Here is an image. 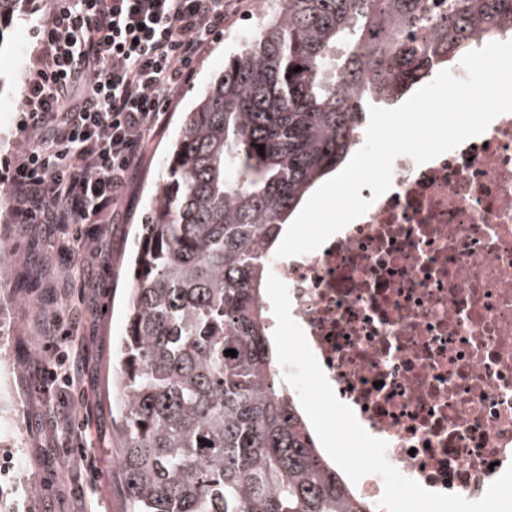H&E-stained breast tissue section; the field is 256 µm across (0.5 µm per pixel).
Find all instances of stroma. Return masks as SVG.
Wrapping results in <instances>:
<instances>
[{
	"mask_svg": "<svg viewBox=\"0 0 512 512\" xmlns=\"http://www.w3.org/2000/svg\"><path fill=\"white\" fill-rule=\"evenodd\" d=\"M52 0H31L8 30L9 44L0 51V182L5 161L22 150L19 101L25 78L34 64L33 26L46 19ZM275 0L232 4L223 37L203 57L191 81L183 86L170 112L147 136L139 171L124 198L116 224L87 225L88 235L100 237L104 251L98 266L84 269L80 256L62 251L66 229L37 224L15 230L13 217L0 204V238L8 240L13 258L0 277V330L7 333L12 362V395L24 408L23 430L16 437H0V488L13 492L25 475L40 479L39 494L29 512H126L120 474L114 469L111 447L118 444V417L112 412L107 379L112 373V338L124 326L125 278L134 248L135 227L143 223L152 191L164 175L184 112L190 111L208 81L224 68V57L257 31L256 17L270 13ZM79 303L80 346L75 357L78 389L56 396L47 406L33 388L45 353L40 335L42 320L54 309ZM88 421V446L99 476H90L78 452L67 451L55 428L64 420Z\"/></svg>",
	"mask_w": 512,
	"mask_h": 512,
	"instance_id": "stroma-1",
	"label": "stroma"
}]
</instances>
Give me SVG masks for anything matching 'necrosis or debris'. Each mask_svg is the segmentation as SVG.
Returning a JSON list of instances; mask_svg holds the SVG:
<instances>
[{
	"instance_id": "4bbe7bcc",
	"label": "necrosis or debris",
	"mask_w": 512,
	"mask_h": 512,
	"mask_svg": "<svg viewBox=\"0 0 512 512\" xmlns=\"http://www.w3.org/2000/svg\"><path fill=\"white\" fill-rule=\"evenodd\" d=\"M318 250L274 260L336 396L402 475L481 499L512 466V112Z\"/></svg>"
}]
</instances>
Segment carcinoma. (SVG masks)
<instances>
[{
	"label": "carcinoma",
	"instance_id": "obj_1",
	"mask_svg": "<svg viewBox=\"0 0 512 512\" xmlns=\"http://www.w3.org/2000/svg\"><path fill=\"white\" fill-rule=\"evenodd\" d=\"M27 3L0 0V47ZM511 24L512 0H277L224 59L135 238L112 371L128 512H374L279 378L274 246L369 107Z\"/></svg>",
	"mask_w": 512,
	"mask_h": 512
}]
</instances>
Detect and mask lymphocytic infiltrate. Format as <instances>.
<instances>
[{"label": "lymphocytic infiltrate", "mask_w": 512, "mask_h": 512, "mask_svg": "<svg viewBox=\"0 0 512 512\" xmlns=\"http://www.w3.org/2000/svg\"><path fill=\"white\" fill-rule=\"evenodd\" d=\"M227 0H54L38 23L21 100V152L7 201L18 224H111L142 163L147 133L224 33ZM79 324L54 311L44 335L52 384L75 388Z\"/></svg>", "instance_id": "f902f5d3"}]
</instances>
